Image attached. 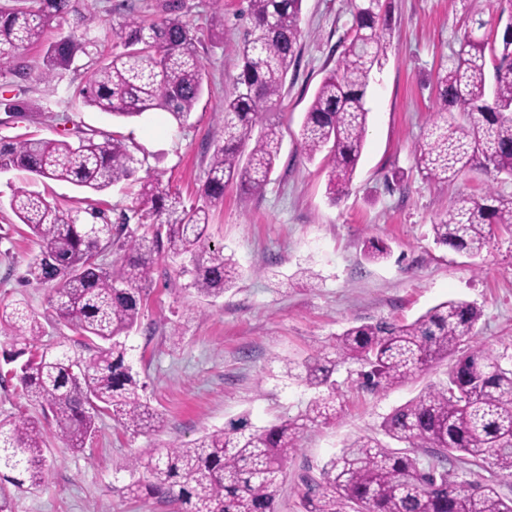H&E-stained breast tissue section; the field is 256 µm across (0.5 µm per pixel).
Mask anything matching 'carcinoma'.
I'll return each instance as SVG.
<instances>
[{"instance_id":"cac0c4a2","label":"carcinoma","mask_w":512,"mask_h":512,"mask_svg":"<svg viewBox=\"0 0 512 512\" xmlns=\"http://www.w3.org/2000/svg\"><path fill=\"white\" fill-rule=\"evenodd\" d=\"M303 0H248L250 20L236 77V92L224 99V136L210 155L200 198L185 205L177 193L146 181L140 193L143 232L125 238L91 210L63 212L41 194L13 193L9 206L36 237L39 251L29 261L27 280L53 282L55 313L96 348L90 358L66 346L52 352L39 345L40 326L19 303L0 310V335L21 341L27 356L13 371L34 406L49 410L55 436L74 451L84 449L101 414L125 431L147 435L160 423L142 398V385L126 363V338L141 323L144 289L156 260L188 256L191 286L218 297L238 277V268L209 245L211 207L235 181L242 190L260 189L273 172L281 147L274 119L289 70L299 56ZM81 0H38V7L0 12V70L28 77L16 51L42 40L55 20L72 16L79 34L48 46L42 77L86 71L85 102L117 118L150 110L169 113L185 125L203 94L196 31L181 15V0H164L162 16L146 25L131 17L111 24L123 50L107 61L93 57L99 18ZM354 23L336 69L326 74L305 112L301 143L307 158L323 157L328 194L338 200L353 179L369 116L366 93L374 69L386 57L380 0H352ZM494 57L493 88L487 87L486 54ZM83 55L88 61L77 64ZM440 110L415 151L416 168L428 180L446 181L475 167L512 177V21L499 39L466 34L451 65L437 73ZM463 113L456 121L453 110ZM257 135H252L253 130ZM21 169L77 187L103 191L136 172L125 139L83 134L75 143L23 137L0 142V170ZM512 228V199L460 197L432 225L436 243L481 255L495 230ZM124 251L119 269L100 261L114 245ZM209 257L204 264L198 259ZM480 311L448 300L411 323L378 321L345 329L333 351L302 363L304 381L320 390L305 420L326 424L340 408L333 374L349 360L361 365L362 386L379 392L407 383L448 357L447 378L394 409L381 430L406 451L362 437L332 457L318 481L306 482L305 512H512L498 482H476L448 470L444 461L477 466L483 461L501 478H512V362L481 346L455 357L474 337ZM304 425L282 422L249 429L238 421L207 432L191 445L150 448L134 458L142 478L127 485L133 498L149 496L173 512H276L284 465L294 454ZM426 449L424 462L410 452ZM41 422L20 417L0 423V476L18 489L44 482L49 465Z\"/></svg>"}]
</instances>
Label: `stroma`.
<instances>
[{"mask_svg":"<svg viewBox=\"0 0 512 512\" xmlns=\"http://www.w3.org/2000/svg\"><path fill=\"white\" fill-rule=\"evenodd\" d=\"M160 0H84L102 24L98 57L116 47L108 22L133 16L151 23ZM387 56L371 74L364 149L347 192L326 194L319 161H308L299 130L322 78L335 69L350 28L349 0H303L300 58L288 75L278 119L283 141L274 171L257 192L228 186L212 208L208 236L213 248L236 263L240 276L216 298L190 289L178 259L159 258L144 300L140 326L128 339V361L144 398L161 422L148 435L122 430L101 415L84 450L73 452L54 435L46 437L49 476L37 488L13 492V512H171L155 499L129 498L138 479L131 466L145 448L188 446L203 433L243 419L254 429L304 417L316 395L302 380V362L330 351L346 327L387 320L409 323L450 299L481 311L477 345L512 355V232L499 231L489 250L471 257L436 244L432 226L459 197L512 198V177L476 168L448 182L427 180L415 165L421 143L439 109L436 76L461 48L469 15L465 0H381ZM182 16L197 30L204 91L189 121L152 110L127 122L87 105L72 74L41 77L48 44L69 35L73 18L53 22L41 43L18 56L27 79L0 72V140L25 135L76 141L79 133L102 131L127 139L137 177L94 192L24 172H0V308L24 302L41 323L40 343L66 344L85 354L79 336L52 312L51 285L27 281L26 266L39 246L9 207L23 188L42 194L62 211L97 208L111 221L135 217L140 178L154 176L196 199L207 163L222 139L221 109L235 91L243 34L249 24L245 0H224V34L209 33L212 0H182ZM23 101L21 114L7 106ZM389 247L387 259L367 260L374 243ZM0 336V422L35 417L5 357L15 351ZM358 366L338 364L333 378L342 411L334 423L311 425L285 467L276 512H302L304 477H319L323 465L359 437H381L383 418L443 382L447 363L414 381L383 392L358 383Z\"/></svg>","mask_w":512,"mask_h":512,"instance_id":"stroma-1","label":"stroma"}]
</instances>
